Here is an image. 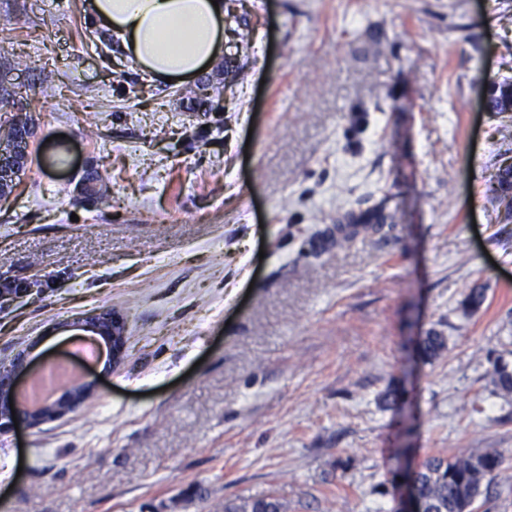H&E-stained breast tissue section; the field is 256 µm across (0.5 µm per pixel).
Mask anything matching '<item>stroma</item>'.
<instances>
[{
  "label": "stroma",
  "instance_id": "stroma-1",
  "mask_svg": "<svg viewBox=\"0 0 512 512\" xmlns=\"http://www.w3.org/2000/svg\"><path fill=\"white\" fill-rule=\"evenodd\" d=\"M87 2L0 0V125L40 100L0 199V281L29 288L0 301V360L62 358V322L104 308L126 356L78 412L0 434V512H394L406 469L493 449L473 512H512V223L488 197L512 112L487 109L512 0H227L236 63L167 85ZM374 207L393 223L339 243ZM283 503L274 495L250 497L224 504V512H283Z\"/></svg>",
  "mask_w": 512,
  "mask_h": 512
}]
</instances>
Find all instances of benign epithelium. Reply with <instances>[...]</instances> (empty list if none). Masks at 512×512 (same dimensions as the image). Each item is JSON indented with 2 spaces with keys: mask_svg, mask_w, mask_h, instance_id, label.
Returning a JSON list of instances; mask_svg holds the SVG:
<instances>
[{
  "mask_svg": "<svg viewBox=\"0 0 512 512\" xmlns=\"http://www.w3.org/2000/svg\"><path fill=\"white\" fill-rule=\"evenodd\" d=\"M75 328L88 333L87 340L95 343L103 340L108 348L106 368L120 365L126 352L127 322L123 315L111 310H94L76 318L63 328ZM39 370L32 369L28 352L16 353L6 366L0 367V433L14 429V426L36 427L45 422L62 418L84 406L96 395V382L83 375L80 383H71L61 388L60 395L53 401L33 410L23 411L10 408L9 396L20 389V379L33 378ZM396 512H421L420 503L410 488H404Z\"/></svg>",
  "mask_w": 512,
  "mask_h": 512,
  "instance_id": "7a95c632",
  "label": "benign epithelium"
}]
</instances>
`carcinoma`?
I'll return each mask as SVG.
<instances>
[{
  "label": "carcinoma",
  "instance_id": "1",
  "mask_svg": "<svg viewBox=\"0 0 512 512\" xmlns=\"http://www.w3.org/2000/svg\"><path fill=\"white\" fill-rule=\"evenodd\" d=\"M512 94V84L504 83L488 98L492 112L502 111V102ZM33 126L29 120H15L9 125L7 140L9 149L4 167L15 176L23 172L28 162L29 139ZM499 187H491V202L508 207L512 193V169L497 176ZM393 219L381 208L368 209L359 214L346 213L342 221L364 230H379ZM503 464V456L497 451L462 457L432 458L419 468L406 474L413 491L423 502L424 512H471L478 497L490 492L491 483ZM224 512H283V503L274 495L250 497L224 504Z\"/></svg>",
  "mask_w": 512,
  "mask_h": 512
}]
</instances>
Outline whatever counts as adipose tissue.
I'll list each match as a JSON object with an SVG mask.
<instances>
[{"label": "adipose tissue", "mask_w": 512, "mask_h": 512, "mask_svg": "<svg viewBox=\"0 0 512 512\" xmlns=\"http://www.w3.org/2000/svg\"><path fill=\"white\" fill-rule=\"evenodd\" d=\"M96 25L115 34L141 72L158 82L195 78L220 56L224 12L211 0H89Z\"/></svg>", "instance_id": "ef3b65f1"}]
</instances>
